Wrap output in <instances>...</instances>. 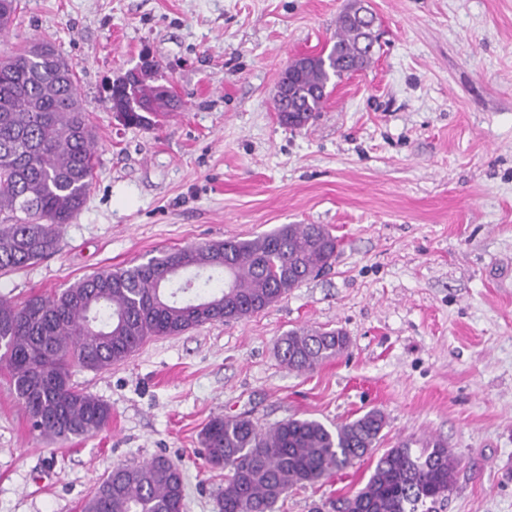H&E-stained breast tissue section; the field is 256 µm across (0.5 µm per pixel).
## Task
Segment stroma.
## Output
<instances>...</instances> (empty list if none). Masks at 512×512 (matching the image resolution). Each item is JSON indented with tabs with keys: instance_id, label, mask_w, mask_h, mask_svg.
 Wrapping results in <instances>:
<instances>
[{
	"instance_id": "35a3bbf8",
	"label": "stroma",
	"mask_w": 512,
	"mask_h": 512,
	"mask_svg": "<svg viewBox=\"0 0 512 512\" xmlns=\"http://www.w3.org/2000/svg\"><path fill=\"white\" fill-rule=\"evenodd\" d=\"M349 0H20L0 55L52 40L96 132L83 210L54 254L0 276V295H50L104 268L185 246L322 224L330 268L238 323L147 340L72 381L107 403L96 435L32 432L0 374V512H81L116 465L165 455L184 512H220L224 472L203 459L214 416L333 426L377 409L379 451L438 437L459 459L444 512H512V0H369L368 69L330 87L301 129L275 87L291 57L336 36ZM182 102L125 127L108 87L143 55ZM308 327L348 349L307 372L276 343ZM372 468L292 489L275 512H333Z\"/></svg>"
}]
</instances>
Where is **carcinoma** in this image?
Here are the masks:
<instances>
[{"label":"carcinoma","instance_id":"carcinoma-1","mask_svg":"<svg viewBox=\"0 0 512 512\" xmlns=\"http://www.w3.org/2000/svg\"><path fill=\"white\" fill-rule=\"evenodd\" d=\"M373 14L362 0L336 19L324 55L292 74L294 93L275 97L281 124L288 112L307 122L323 109L328 86L369 67ZM155 74L113 93L125 125L150 126L178 108L149 83ZM96 166L95 136L73 66L39 39L0 57V274L53 253L81 212ZM338 239L322 224H283L252 239L187 246L126 269H106L59 292L21 302L0 296V371L33 430L51 441L85 438L112 418L104 401L72 382L75 371L99 372L130 357L147 339L211 322L258 314L332 264ZM171 268L206 271L195 297L182 299ZM347 348L336 330L301 328L277 344L282 364L309 371ZM386 425L370 410L332 428L288 418L263 428L245 415L215 416L201 431L205 460L227 471L223 512H274L294 487L315 485L368 456ZM459 460L441 439L415 451L408 441L387 449L362 488L336 500V512H417L442 505ZM182 470L158 455L117 465L97 482L81 512H184Z\"/></svg>","mask_w":512,"mask_h":512}]
</instances>
